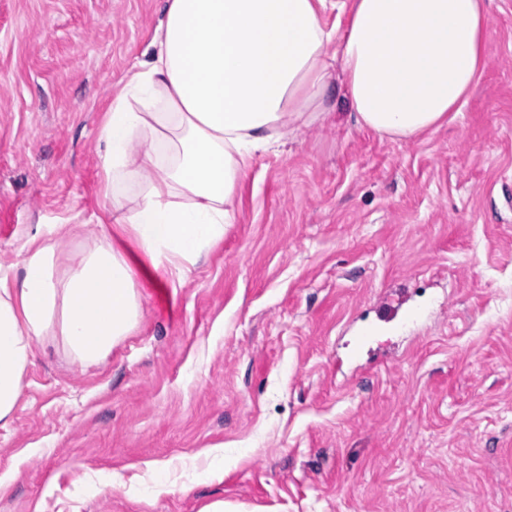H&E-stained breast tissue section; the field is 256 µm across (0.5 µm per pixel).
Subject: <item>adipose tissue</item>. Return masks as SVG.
I'll return each instance as SVG.
<instances>
[{"instance_id": "adipose-tissue-1", "label": "adipose tissue", "mask_w": 512, "mask_h": 512, "mask_svg": "<svg viewBox=\"0 0 512 512\" xmlns=\"http://www.w3.org/2000/svg\"><path fill=\"white\" fill-rule=\"evenodd\" d=\"M487 30L482 0H165L100 128L113 227L73 257L69 225L35 229L16 283L0 277V427L34 343L105 364L140 326L142 280L185 278L223 241L253 155L324 120L334 76L359 128L415 137L459 111Z\"/></svg>"}]
</instances>
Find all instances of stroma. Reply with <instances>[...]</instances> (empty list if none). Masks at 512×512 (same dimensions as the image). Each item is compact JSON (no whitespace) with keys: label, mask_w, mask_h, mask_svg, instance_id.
Wrapping results in <instances>:
<instances>
[{"label":"stroma","mask_w":512,"mask_h":512,"mask_svg":"<svg viewBox=\"0 0 512 512\" xmlns=\"http://www.w3.org/2000/svg\"><path fill=\"white\" fill-rule=\"evenodd\" d=\"M162 4L0 0V275L36 225L108 219L99 129ZM483 8L447 124L392 140L337 88L106 366L34 346L0 512H512V0Z\"/></svg>","instance_id":"obj_1"}]
</instances>
